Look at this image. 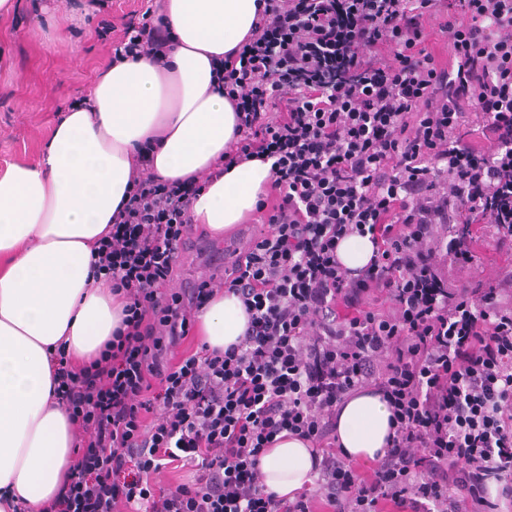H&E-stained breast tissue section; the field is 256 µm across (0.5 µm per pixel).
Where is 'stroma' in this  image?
<instances>
[{"label": "stroma", "mask_w": 512, "mask_h": 512, "mask_svg": "<svg viewBox=\"0 0 512 512\" xmlns=\"http://www.w3.org/2000/svg\"><path fill=\"white\" fill-rule=\"evenodd\" d=\"M0 22V166L37 158L62 110L85 97L111 45L99 39L102 21L114 26L144 12L148 0H111L107 10L84 14V0H16ZM71 17L66 35L55 25ZM224 270V240L194 243L177 269L175 286Z\"/></svg>", "instance_id": "1"}]
</instances>
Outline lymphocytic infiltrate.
<instances>
[{"mask_svg":"<svg viewBox=\"0 0 512 512\" xmlns=\"http://www.w3.org/2000/svg\"><path fill=\"white\" fill-rule=\"evenodd\" d=\"M160 9L125 24L112 62L166 56ZM432 20L451 63L424 45ZM218 70L236 117L222 170L271 163L253 232L222 275L174 287L210 177L161 179L141 153L95 248L121 323L82 368L58 358L75 460L47 512L511 507L512 269L479 270L474 227L512 249V0H263ZM353 236L373 254L350 270L337 249ZM222 291L245 309L243 338L178 354ZM364 392L390 411L367 466L336 434ZM282 433L313 461L291 498L260 470ZM173 464L189 476L157 485Z\"/></svg>","mask_w":512,"mask_h":512,"instance_id":"f902f5d3","label":"lymphocytic infiltrate"}]
</instances>
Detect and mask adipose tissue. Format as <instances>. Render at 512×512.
<instances>
[{"mask_svg": "<svg viewBox=\"0 0 512 512\" xmlns=\"http://www.w3.org/2000/svg\"><path fill=\"white\" fill-rule=\"evenodd\" d=\"M176 37L165 64L152 58L105 64L84 107L64 112L36 161L0 168V512L20 498L39 512L58 493L73 461L74 431L54 391L58 347L75 363L94 355L119 326L122 304L92 257L123 202L136 155L154 147L153 171L185 179L214 169L233 136L235 112L213 79L212 60L239 49L257 0H164ZM271 164L243 161L209 183L193 223L223 234L267 192ZM237 296H214L198 332L212 348L242 337ZM390 412L361 394L342 409L337 434L352 459L386 446ZM306 443L284 438L261 469L267 491L283 496L310 482Z\"/></svg>", "mask_w": 512, "mask_h": 512, "instance_id": "adipose-tissue-1", "label": "adipose tissue"}]
</instances>
